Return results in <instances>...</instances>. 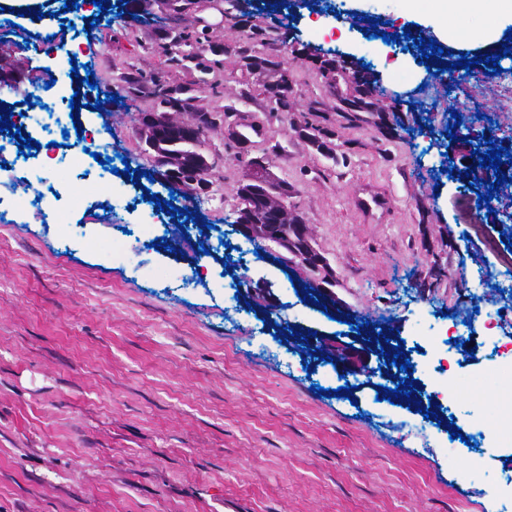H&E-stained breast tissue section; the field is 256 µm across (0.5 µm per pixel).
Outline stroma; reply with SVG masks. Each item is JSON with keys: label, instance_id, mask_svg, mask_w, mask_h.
Returning <instances> with one entry per match:
<instances>
[{"label": "stroma", "instance_id": "1", "mask_svg": "<svg viewBox=\"0 0 512 512\" xmlns=\"http://www.w3.org/2000/svg\"><path fill=\"white\" fill-rule=\"evenodd\" d=\"M314 0H223L164 23L94 21L90 6L60 15L64 0H0V19L21 40L0 34V64L24 75L49 70L74 93L88 138L69 136L51 165L34 162L35 191L79 185L71 160L97 168L111 144L131 171L86 188L88 204L60 217L19 211L0 224V512H487L490 486L512 478V446L449 442L416 404L380 398L401 371L364 350L356 321H369L421 359L426 326L451 333L460 375L473 385L457 420L498 411L490 347L455 331L497 277L512 275V240L497 215L477 205L483 173L472 153L489 130L494 147L512 144V108L483 90L485 48L476 66L448 84L417 52L394 54L371 35L435 40L432 28L397 21L377 0H343L331 40L311 27ZM54 13L58 41L40 44L39 13ZM209 28L223 47L217 83L193 85V109H232L258 125L247 147L206 131L215 159L193 245L172 238L173 208L184 207L145 177L149 159L135 135L144 94L124 100L122 73L182 80L155 50L161 27ZM273 56L291 82L287 111L263 93L270 74L244 55ZM339 70L322 71L323 60ZM365 66L373 91L350 77ZM413 77L395 83L393 70ZM115 94L111 109L95 106ZM368 104L357 122L353 101ZM468 126L450 140L447 124ZM259 158L293 187L292 204L313 246L332 269L340 309L305 299L309 270L259 258L234 225L236 190ZM462 176L449 178L448 164ZM138 198V211L127 202ZM171 199L153 208L151 198ZM112 201L98 223L91 201ZM224 237L242 256L245 286L224 309ZM203 274L191 278L195 265ZM324 348L306 342L308 334ZM360 352L365 371L345 372L326 349Z\"/></svg>", "mask_w": 512, "mask_h": 512}]
</instances>
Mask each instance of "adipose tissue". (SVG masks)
<instances>
[{
  "label": "adipose tissue",
  "mask_w": 512,
  "mask_h": 512,
  "mask_svg": "<svg viewBox=\"0 0 512 512\" xmlns=\"http://www.w3.org/2000/svg\"><path fill=\"white\" fill-rule=\"evenodd\" d=\"M458 0H405L406 14L422 19L427 25L447 37L449 43L468 44L474 40L495 41L512 27V0H487L491 21L478 33L450 24L452 7Z\"/></svg>",
  "instance_id": "adipose-tissue-1"
}]
</instances>
